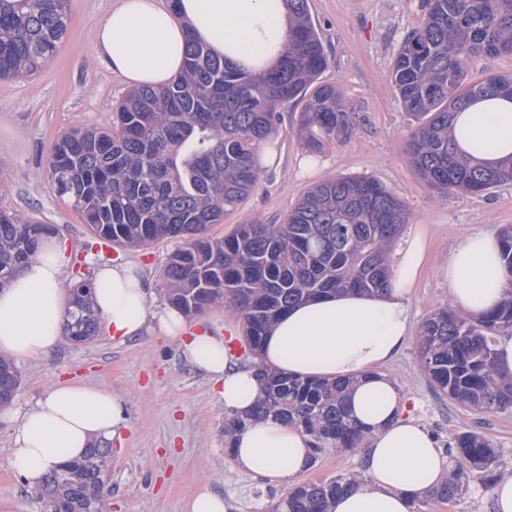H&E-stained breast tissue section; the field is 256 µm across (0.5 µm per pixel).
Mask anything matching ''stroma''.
Masks as SVG:
<instances>
[{
	"label": "stroma",
	"mask_w": 512,
	"mask_h": 512,
	"mask_svg": "<svg viewBox=\"0 0 512 512\" xmlns=\"http://www.w3.org/2000/svg\"><path fill=\"white\" fill-rule=\"evenodd\" d=\"M113 0H70L68 31L56 52L35 74L0 80V210L54 224L64 248V283L75 273L93 278L102 265L138 267L149 305L168 304L161 267L181 245L166 239L142 249H99L67 198L46 177L50 152L61 136L80 127H111L128 91L122 77L93 55L91 31ZM328 58L323 82L336 85L353 113L351 135L309 153L297 138L302 106L279 108L273 136L277 161L262 168L256 188L232 213L211 225L222 238L253 221L282 223L303 194L333 176L376 179L403 199L410 222L390 253L398 263L417 230H425L429 252L410 295L413 326L448 303L444 269L462 232H500L512 225V185L476 197L440 195L417 175L405 152L413 123L390 82L398 46L424 16L421 0H308ZM314 157L315 173L301 161ZM190 324L219 332L233 355L249 364L242 322L231 305L191 316ZM21 376L15 406L28 408L60 383H85L112 392L122 403L125 427L112 441L105 484L112 512H187L195 492L208 487L224 496V512H270L285 493L273 479L241 470L224 444L222 386L193 367L176 342L153 326L131 341L99 328L83 345L61 341L49 353L17 362ZM385 373L408 397L405 411L424 425L438 445L471 430L501 450L502 473L512 475V410L479 414L448 398L423 371L415 342L385 365ZM15 420L0 409V512H45L38 487L9 464ZM358 452L323 451L303 475L324 481L361 471ZM493 486L473 480L449 503H418L414 512H493Z\"/></svg>",
	"instance_id": "stroma-1"
}]
</instances>
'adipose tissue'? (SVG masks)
Returning <instances> with one entry per match:
<instances>
[{
	"label": "adipose tissue",
	"mask_w": 512,
	"mask_h": 512,
	"mask_svg": "<svg viewBox=\"0 0 512 512\" xmlns=\"http://www.w3.org/2000/svg\"><path fill=\"white\" fill-rule=\"evenodd\" d=\"M287 32L284 0H173L169 5L115 0L94 29L92 46L128 86L159 87L184 69L188 35L214 55L262 72L280 59ZM453 131L462 154L489 165L511 158L512 95L473 102L457 114ZM425 251V236L415 235L382 293L309 301L290 309L268 331L260 356L265 365L292 375L355 382L349 408L368 429L361 450L366 479L338 496L330 512H413L452 468L434 436L404 418L402 391L380 371L412 333L408 302ZM445 274L452 305L474 317L497 308L512 293L500 241L490 234L462 233ZM96 284L95 306L108 331L131 338L155 320L194 367L222 381L225 413L247 420L230 439L240 468L281 485L308 469L311 448L300 429L271 416L251 418L261 383L253 368L236 362L222 335L193 329L174 307L150 310L148 290L134 266L99 267ZM66 313L63 247L47 238L38 257L0 288V355L25 360L47 353L60 341ZM122 422V406L107 390L77 383L54 386L19 412L10 466L38 485L56 466L82 457L92 440H112Z\"/></svg>",
	"instance_id": "1"
}]
</instances>
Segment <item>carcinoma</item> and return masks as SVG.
<instances>
[{
  "label": "carcinoma",
  "instance_id": "obj_1",
  "mask_svg": "<svg viewBox=\"0 0 512 512\" xmlns=\"http://www.w3.org/2000/svg\"><path fill=\"white\" fill-rule=\"evenodd\" d=\"M288 48L273 69L250 73L215 57L194 38L184 70L171 83L132 90L117 107L112 129H73L53 147L49 177L56 192L97 235L99 244L147 246L184 241L160 271L168 300L192 316L228 302L258 357L273 322L292 306L330 294H377L391 273L389 251L409 222L406 203L375 179L329 178L311 188L282 224H243L214 239L207 228L234 210L257 186L256 156L278 124L280 105L308 97L298 127L306 149L321 151L351 130L342 92L316 84L328 65L308 0H286ZM421 24L401 42L390 78L416 120L407 154L427 186L480 196L512 184V161L496 166L458 152L450 135L454 114L489 94L512 93V76L468 81V61L512 56V0H426ZM69 23L68 0H0V79L31 74L53 55ZM53 224H34L0 211V286L39 250ZM512 273V225L500 233ZM64 335L74 344L97 335L94 283L80 277ZM512 331V297L481 317L445 306L428 315L418 358L449 399L480 413L512 408V378L495 369L496 337ZM264 383L254 414L274 415L310 437L313 455L360 447L366 429L350 415L349 380L303 379L253 362ZM20 385L16 366L0 359V407ZM448 480L427 500L451 502L472 479L498 477L499 449L476 432L448 441ZM112 449L94 443L82 459L52 471L41 488L49 512H111L101 487ZM357 473L302 481L272 512H329L336 496L354 490Z\"/></svg>",
  "mask_w": 512,
  "mask_h": 512
}]
</instances>
